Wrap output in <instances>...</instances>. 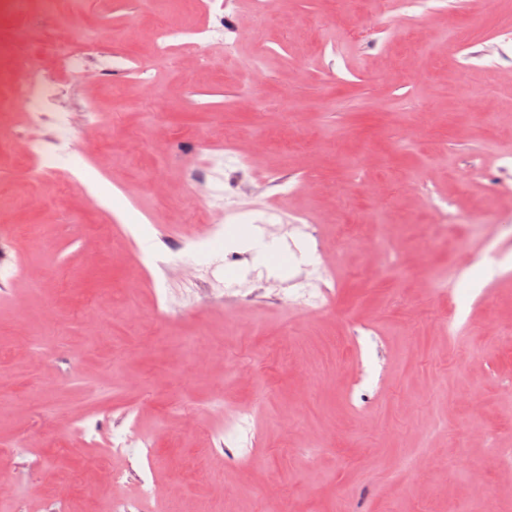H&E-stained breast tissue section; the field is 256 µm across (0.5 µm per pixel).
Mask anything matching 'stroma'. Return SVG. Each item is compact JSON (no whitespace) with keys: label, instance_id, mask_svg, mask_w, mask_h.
Returning <instances> with one entry per match:
<instances>
[{"label":"stroma","instance_id":"obj_1","mask_svg":"<svg viewBox=\"0 0 512 512\" xmlns=\"http://www.w3.org/2000/svg\"><path fill=\"white\" fill-rule=\"evenodd\" d=\"M269 2L177 0L161 16L154 0H53L47 17L31 0L0 17L14 56L67 41L95 51L88 79L61 84L73 154L40 180L24 160L17 73L0 59V271L14 273L0 279V452L23 442L39 460L19 475L0 467V512L65 499L108 512L105 477L72 423L90 417L106 435L131 408L158 444L143 512H266L273 498L282 512H512L500 454L512 448V196L458 178L512 156V54L492 75L448 55L462 24L495 49L512 0L391 12L375 0ZM163 23L220 25L224 37L162 57ZM249 85L261 104L242 99ZM242 157L249 174L304 180L285 197L238 193ZM215 188L225 220L212 250L224 264L145 272L146 252L199 234ZM431 194L468 223L435 236ZM299 212L320 226L333 303L224 304L226 289L261 279L287 287ZM130 224L142 227L134 243ZM490 244L506 256L489 277L451 261ZM90 313L105 331L87 327ZM354 324L376 337L361 352ZM194 352L205 368L193 369ZM243 405L249 458L234 465L211 451V433Z\"/></svg>","mask_w":512,"mask_h":512}]
</instances>
